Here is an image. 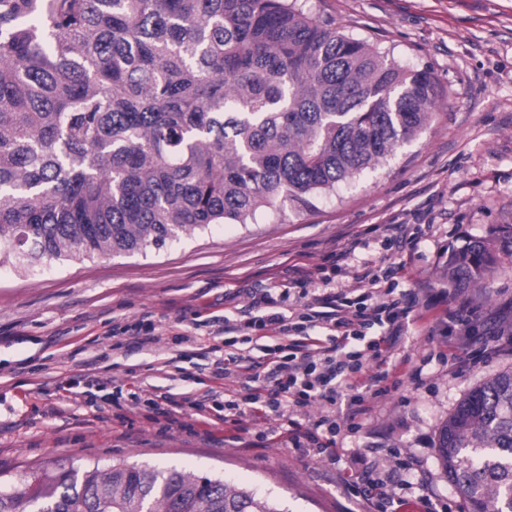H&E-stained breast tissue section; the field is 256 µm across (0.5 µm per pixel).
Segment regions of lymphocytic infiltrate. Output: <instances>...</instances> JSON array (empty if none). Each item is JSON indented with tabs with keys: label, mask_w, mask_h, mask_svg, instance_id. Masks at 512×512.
Here are the masks:
<instances>
[{
	"label": "lymphocytic infiltrate",
	"mask_w": 512,
	"mask_h": 512,
	"mask_svg": "<svg viewBox=\"0 0 512 512\" xmlns=\"http://www.w3.org/2000/svg\"><path fill=\"white\" fill-rule=\"evenodd\" d=\"M348 256V251L337 252L333 269L318 266L297 278L300 286L321 285V294L310 303H301L287 288L281 295L285 309L254 303L242 310L239 319L212 317L225 346L255 338L271 341L263 359L237 355L213 363L212 381L243 374L250 383L248 393L228 390L223 400L210 404L157 395L145 402L153 420L170 423L175 413L186 409L197 420L214 417L234 424L248 414L263 423L259 438L275 439L284 429L293 447L335 458L340 433L337 414L357 419L372 399L386 392L393 372L391 350L407 335L409 316L427 290L418 282L401 288L404 263H366L357 277L367 290L349 298L335 281ZM315 404L324 408V415L308 428L292 427L293 417Z\"/></svg>",
	"instance_id": "1"
}]
</instances>
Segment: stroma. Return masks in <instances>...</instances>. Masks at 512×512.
Masks as SVG:
<instances>
[{
	"label": "stroma",
	"mask_w": 512,
	"mask_h": 512,
	"mask_svg": "<svg viewBox=\"0 0 512 512\" xmlns=\"http://www.w3.org/2000/svg\"><path fill=\"white\" fill-rule=\"evenodd\" d=\"M319 19L390 53L401 66L431 70L440 91L428 127L388 163L314 196L311 207L282 202L248 224H213L147 254L97 256L17 272L0 264V485L47 462L62 467L119 463L174 468L277 499L284 512H364L345 488L353 463L384 467L398 449L408 469H391L375 495L382 512H434L466 504L445 478L435 442L441 425L476 385L512 370V256L497 253L485 279L456 285L452 251L494 241L512 225V0H307ZM424 231L402 255L379 249L387 225ZM339 280L359 287L363 262L407 261L408 281L431 284L421 329L397 345L398 384L374 399L356 431L337 438L339 461L294 448L287 437L258 440V425L186 420L161 428L123 396L203 397L211 362L171 364L172 339L197 322L277 298L297 269H313L355 240ZM467 300L483 323L464 352L433 333ZM152 316L161 336L137 349L116 325ZM420 370V380L410 377ZM46 391H39V383Z\"/></svg>",
	"instance_id": "35a3bbf8"
}]
</instances>
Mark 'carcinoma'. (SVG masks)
<instances>
[{
    "label": "carcinoma",
    "instance_id": "cac0c4a2",
    "mask_svg": "<svg viewBox=\"0 0 512 512\" xmlns=\"http://www.w3.org/2000/svg\"><path fill=\"white\" fill-rule=\"evenodd\" d=\"M428 70L299 0H0V264L147 253L288 200L312 206L420 134ZM491 246L452 252L482 279ZM467 512H512V371L438 432ZM0 512H282L217 477L122 464L33 469Z\"/></svg>",
    "mask_w": 512,
    "mask_h": 512
}]
</instances>
